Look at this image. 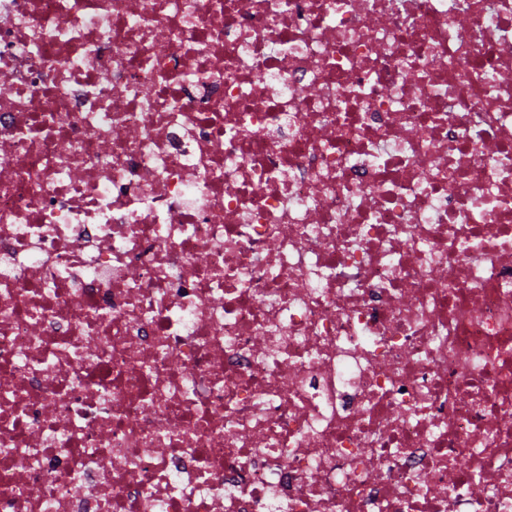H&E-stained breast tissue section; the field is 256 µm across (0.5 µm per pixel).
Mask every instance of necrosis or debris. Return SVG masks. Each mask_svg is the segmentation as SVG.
Wrapping results in <instances>:
<instances>
[{"label":"necrosis or debris","mask_w":512,"mask_h":512,"mask_svg":"<svg viewBox=\"0 0 512 512\" xmlns=\"http://www.w3.org/2000/svg\"><path fill=\"white\" fill-rule=\"evenodd\" d=\"M0 512H512V0H0Z\"/></svg>","instance_id":"obj_1"}]
</instances>
